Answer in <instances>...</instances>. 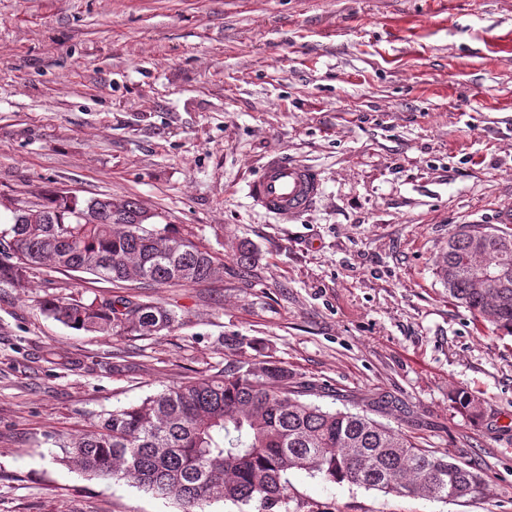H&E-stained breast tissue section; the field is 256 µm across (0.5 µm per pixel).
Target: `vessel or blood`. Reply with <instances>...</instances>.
<instances>
[{
	"mask_svg": "<svg viewBox=\"0 0 512 512\" xmlns=\"http://www.w3.org/2000/svg\"><path fill=\"white\" fill-rule=\"evenodd\" d=\"M322 193L320 171L281 151L268 155L246 183L252 205L282 224L296 222L310 212Z\"/></svg>",
	"mask_w": 512,
	"mask_h": 512,
	"instance_id": "obj_1",
	"label": "vessel or blood"
}]
</instances>
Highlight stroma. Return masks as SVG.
<instances>
[{
    "instance_id": "1",
    "label": "stroma",
    "mask_w": 512,
    "mask_h": 512,
    "mask_svg": "<svg viewBox=\"0 0 512 512\" xmlns=\"http://www.w3.org/2000/svg\"><path fill=\"white\" fill-rule=\"evenodd\" d=\"M275 148L324 179L293 224L243 192ZM58 192L136 198L219 265L136 289L178 316L149 337L41 312L47 296L116 295L92 275L41 265L0 285V512H177L54 462L55 440L258 360L484 478L444 503L293 471L296 502L512 512V335L436 275L452 231L512 203V0H0V227Z\"/></svg>"
}]
</instances>
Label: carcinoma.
Here are the masks:
<instances>
[{
	"mask_svg": "<svg viewBox=\"0 0 512 512\" xmlns=\"http://www.w3.org/2000/svg\"><path fill=\"white\" fill-rule=\"evenodd\" d=\"M162 223H149L138 200L117 205L103 194L61 193L13 211L0 230V283L21 287L29 270L49 264L93 275L118 288L202 283L216 257ZM151 227H146V224ZM448 296L512 334V232L464 225L448 235L436 271ZM47 317L104 336H155L176 313L131 295L91 300L52 297ZM294 376L270 361L205 375L98 415L79 439L59 441L53 460L91 478L126 480L181 512H204L222 499L271 512L291 501L293 470L385 495L457 501L481 493L478 470L420 447L411 436L359 411L329 410L300 399ZM472 417L479 399L456 393Z\"/></svg>",
	"mask_w": 512,
	"mask_h": 512,
	"instance_id": "1",
	"label": "carcinoma"
}]
</instances>
